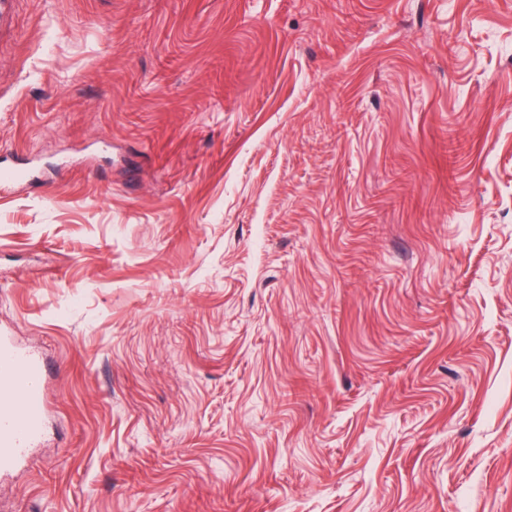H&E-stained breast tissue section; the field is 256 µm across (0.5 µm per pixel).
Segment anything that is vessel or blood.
I'll list each match as a JSON object with an SVG mask.
<instances>
[{"label":"vessel or blood","instance_id":"vessel-or-blood-1","mask_svg":"<svg viewBox=\"0 0 512 512\" xmlns=\"http://www.w3.org/2000/svg\"><path fill=\"white\" fill-rule=\"evenodd\" d=\"M39 356L0 337V476L22 463L46 430Z\"/></svg>","mask_w":512,"mask_h":512}]
</instances>
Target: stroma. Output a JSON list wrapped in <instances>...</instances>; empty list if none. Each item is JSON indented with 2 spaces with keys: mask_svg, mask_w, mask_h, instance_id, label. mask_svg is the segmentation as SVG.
Masks as SVG:
<instances>
[{
  "mask_svg": "<svg viewBox=\"0 0 512 512\" xmlns=\"http://www.w3.org/2000/svg\"><path fill=\"white\" fill-rule=\"evenodd\" d=\"M0 512H512V0H16ZM45 367L39 356L0 337V476L22 463L46 430L42 378Z\"/></svg>",
  "mask_w": 512,
  "mask_h": 512,
  "instance_id": "stroma-1",
  "label": "stroma"
}]
</instances>
